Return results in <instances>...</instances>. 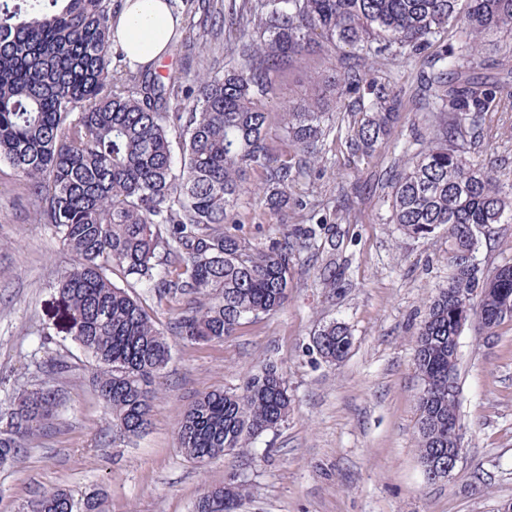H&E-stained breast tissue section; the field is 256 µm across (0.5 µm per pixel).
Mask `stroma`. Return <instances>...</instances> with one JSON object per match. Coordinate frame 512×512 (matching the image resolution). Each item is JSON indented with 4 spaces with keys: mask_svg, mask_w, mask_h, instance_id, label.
Here are the masks:
<instances>
[{
    "mask_svg": "<svg viewBox=\"0 0 512 512\" xmlns=\"http://www.w3.org/2000/svg\"><path fill=\"white\" fill-rule=\"evenodd\" d=\"M423 63L420 56L379 60L369 69L379 81L399 82L409 102ZM339 65V55L317 51L283 70L268 104L274 152L289 151L279 128L282 104L314 96V76ZM428 120V113L404 108L387 146L366 161L351 154L343 129L330 133L323 160L292 188L306 205L290 210L288 222L308 223L314 211L330 215L344 201L350 219L335 243L297 253L290 297L277 313L243 321L224 341L190 344L171 333L186 297L162 300L133 288L173 348L150 425L139 436L116 431L105 416L92 360L73 341L53 286L70 256L36 222L24 178L0 164V419L52 361L68 366L58 377L63 403L53 424L26 440L22 457L0 465V512H29L43 490L58 486L77 496L100 494L104 512H192L205 488L232 476L248 488L239 512H497L512 501V322L462 331L463 455L452 475L436 482L419 462L415 338L429 298L452 275L448 234L438 228L405 236L391 222L384 177ZM481 132L479 158L496 159L501 181L512 184V109L486 113ZM240 213L232 231L253 243L280 230L256 197L245 198ZM480 240L479 277L512 265V224L493 225ZM329 264L338 272L331 287L323 282ZM333 321L353 334L349 356L335 365L313 343ZM271 362L286 373L288 419L243 451L204 464L186 458L177 436L184 408L200 393L242 387Z\"/></svg>",
    "mask_w": 512,
    "mask_h": 512,
    "instance_id": "35a3bbf8",
    "label": "stroma"
}]
</instances>
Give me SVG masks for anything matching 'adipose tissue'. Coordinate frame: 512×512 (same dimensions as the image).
Here are the masks:
<instances>
[{"mask_svg":"<svg viewBox=\"0 0 512 512\" xmlns=\"http://www.w3.org/2000/svg\"><path fill=\"white\" fill-rule=\"evenodd\" d=\"M180 21L170 0H124L112 20V44L129 64L158 65Z\"/></svg>","mask_w":512,"mask_h":512,"instance_id":"ef3b65f1","label":"adipose tissue"}]
</instances>
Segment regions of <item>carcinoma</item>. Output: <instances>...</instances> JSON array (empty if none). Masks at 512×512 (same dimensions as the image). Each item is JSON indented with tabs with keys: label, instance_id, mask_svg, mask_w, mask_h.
I'll return each mask as SVG.
<instances>
[{
	"label": "carcinoma",
	"instance_id": "carcinoma-1",
	"mask_svg": "<svg viewBox=\"0 0 512 512\" xmlns=\"http://www.w3.org/2000/svg\"><path fill=\"white\" fill-rule=\"evenodd\" d=\"M112 0H0V163L27 180L38 221L52 226L71 255L55 282L71 315L73 340L95 363L94 381L113 426L138 435L149 425L156 383L171 346L142 303L109 274L168 295H198L174 318L191 344L222 341L241 321L288 302L296 252L333 239L339 222L311 215L259 246L224 231L241 223L238 201L258 195L287 223L290 189L323 153L336 113L352 117L347 144L370 158L394 131L399 93L366 72L381 58L409 60L433 49L422 84L433 120L416 153L403 151L389 176L392 222L408 237L448 230V287L429 300L415 340L419 396L418 451L425 474L448 468L461 440L460 391L448 381V337L465 323L490 331L512 322V266L479 279L460 267L477 254V231L512 224V186L494 163L466 157L484 113L497 110L509 83L478 76L486 39L512 40V0H228L210 17L234 50L225 65L164 77L118 71L110 50ZM453 38L447 44V38ZM318 46L349 49L341 71L318 82L336 100L309 98L281 107L294 148L282 157L267 145L266 103L275 76ZM263 182L247 186V174ZM353 337L343 322L319 330L314 347L343 360ZM292 398L283 372L265 366L237 389L195 398L178 430L180 448L197 463L247 448L288 418ZM61 406L48 380L16 397L14 429L0 431V463L22 453V438L48 427ZM246 488L231 478L206 488L194 512H237ZM32 512H102L97 494L77 499L62 487L44 491Z\"/></svg>",
	"mask_w": 512,
	"mask_h": 512
}]
</instances>
